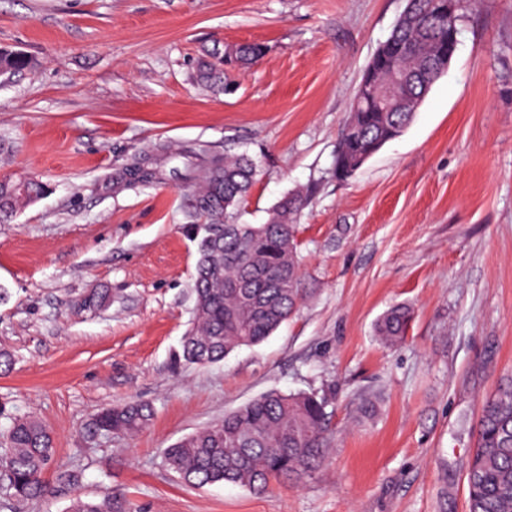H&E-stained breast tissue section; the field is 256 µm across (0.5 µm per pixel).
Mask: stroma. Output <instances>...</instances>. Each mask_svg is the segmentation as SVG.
Returning a JSON list of instances; mask_svg holds the SVG:
<instances>
[{
    "label": "stroma",
    "mask_w": 512,
    "mask_h": 512,
    "mask_svg": "<svg viewBox=\"0 0 512 512\" xmlns=\"http://www.w3.org/2000/svg\"><path fill=\"white\" fill-rule=\"evenodd\" d=\"M460 5L455 57L414 120L340 181L354 91L406 0H0V48L36 60L0 84V180L48 185L0 223V405L52 431L46 484L59 467L81 474L68 495L0 490V512L107 493L126 512H468L474 426L512 378V0ZM243 43L266 51L230 91L198 80L200 57ZM202 144L259 161L241 223L310 196L304 302L210 366L176 360L198 249L184 176ZM159 145V182L120 181ZM92 293L103 306H84ZM402 303L407 335L385 346L375 323ZM271 391L329 400L310 477L256 494L167 465L166 448ZM132 401L153 406L147 427L90 429Z\"/></svg>",
    "instance_id": "obj_1"
}]
</instances>
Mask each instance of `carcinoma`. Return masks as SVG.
Wrapping results in <instances>:
<instances>
[{
	"label": "carcinoma",
	"mask_w": 512,
	"mask_h": 512,
	"mask_svg": "<svg viewBox=\"0 0 512 512\" xmlns=\"http://www.w3.org/2000/svg\"><path fill=\"white\" fill-rule=\"evenodd\" d=\"M448 19L437 13L435 0H411L403 20L390 37L396 49L389 66L377 71L375 82L388 87L395 78L406 79L402 96L410 101L391 112H371L364 100H353L336 150L335 170L365 164V153L378 142L396 139L422 104L420 94L441 77L438 67L441 40ZM264 54L258 44L233 47L232 59L209 54L198 63L200 80L226 84L228 68L244 69ZM31 58L19 51L0 49V67L15 74ZM202 174L188 175L193 189L186 198L187 217L211 224L198 241L195 265L194 325L182 338L186 363L214 364L234 350L257 345L273 335L297 312L306 297L298 287L300 262L295 239L296 220L308 194L284 195L270 210L264 224H240L237 216L253 185L257 162L248 154L197 151ZM28 195L14 192V183L0 187V223L17 207L39 199L45 185L26 181ZM236 282V289L227 284ZM412 310L407 305L389 308L377 321L376 335L387 346L400 343ZM329 401L315 393L269 392L176 443L166 451L168 465L187 484L205 486L231 483L256 493L279 480L299 481L322 463L329 444ZM154 415L148 403H129L102 409L91 422L104 434L134 433ZM0 418L9 420L5 443L0 445V488L24 499L48 492L43 472L54 458V438L35 417L18 416L0 406ZM476 446L469 457L466 479L469 512H512V380L502 383L483 404L476 425ZM79 481V473L60 469L57 490ZM66 512H123L112 495L96 500L74 497Z\"/></svg>",
	"instance_id": "cac0c4a2"
}]
</instances>
